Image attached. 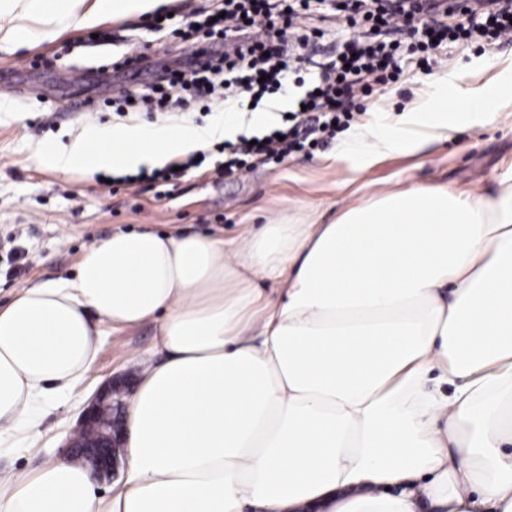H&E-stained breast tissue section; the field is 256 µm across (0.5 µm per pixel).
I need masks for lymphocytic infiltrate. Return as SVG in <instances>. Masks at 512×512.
I'll list each match as a JSON object with an SVG mask.
<instances>
[{
  "label": "lymphocytic infiltrate",
  "instance_id": "1",
  "mask_svg": "<svg viewBox=\"0 0 512 512\" xmlns=\"http://www.w3.org/2000/svg\"><path fill=\"white\" fill-rule=\"evenodd\" d=\"M325 0H220V17L199 20L198 9L180 37L193 41L198 60L191 70H165L159 83L134 94L121 90L120 102L138 98L161 112L184 107L183 93L193 90L201 97L234 101L252 90L277 91L288 81L290 51L305 48L311 34L303 20L320 12ZM470 26L440 22L413 33L409 46L397 36L400 25L410 22L417 0H342L347 24L363 25V32L350 39L342 52L322 64L312 90L301 98V107L291 113V126L270 133L255 143L241 141L231 147L230 156L218 170L231 176L275 158L315 148L335 137L338 125L352 118L360 97L375 87L395 82L402 69L401 48L429 64L430 53L443 41L470 43L484 39L498 41L512 37V5L488 0Z\"/></svg>",
  "mask_w": 512,
  "mask_h": 512
}]
</instances>
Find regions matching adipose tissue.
Masks as SVG:
<instances>
[{"label":"adipose tissue","mask_w":512,"mask_h":512,"mask_svg":"<svg viewBox=\"0 0 512 512\" xmlns=\"http://www.w3.org/2000/svg\"><path fill=\"white\" fill-rule=\"evenodd\" d=\"M174 0H0V48L134 18ZM395 122L354 128L356 174L419 153L512 102L441 76ZM273 120L92 126L46 162L86 173L160 167ZM282 287L278 298L257 287ZM158 325L135 358L126 474L0 477V512H512V168L456 195L417 184L231 237L116 232L69 279L0 306V442L35 430L95 361L104 325Z\"/></svg>","instance_id":"1"}]
</instances>
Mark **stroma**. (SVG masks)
Segmentation results:
<instances>
[{
	"label": "stroma",
	"instance_id": "stroma-1",
	"mask_svg": "<svg viewBox=\"0 0 512 512\" xmlns=\"http://www.w3.org/2000/svg\"><path fill=\"white\" fill-rule=\"evenodd\" d=\"M335 4L325 0V19L309 22L322 31L309 48L314 61L334 54L352 32L348 24L333 21ZM182 11L178 2L158 27L143 18L110 20L93 29L69 30L34 49L0 51L1 304L18 289L68 277L87 250L115 232L221 231L231 236L243 224L313 209L328 222L340 207L366 195L415 182L475 192L512 167V106L502 109L494 124L462 128L448 143L429 146L425 155L386 156L355 183L349 182L345 167L333 162V139L315 150L227 177L216 173L224 156L214 143L206 149L204 163L187 169L173 186L135 181L108 187L81 168L62 171L38 163L37 153L68 144L84 126L122 123L112 107L121 88H146L162 66L186 60L190 45L175 34ZM437 53L445 58L437 66L419 68L403 58L399 80L364 98V109L355 114L353 125L365 123L377 103L392 117L413 108L432 94L433 79L445 72L454 74L459 85L492 82L512 60V39L467 46L446 42ZM131 56L140 57L138 70L114 69V62ZM79 70L92 78V101L87 109L71 111L69 78ZM18 80L24 93L3 90V83ZM155 335V324L146 323L104 336L94 364L71 396L42 410L36 432L23 446L0 447V475L32 473L60 460L67 435L88 400L111 377L128 374L134 355L150 351Z\"/></svg>",
	"mask_w": 512,
	"mask_h": 512
}]
</instances>
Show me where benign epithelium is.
Listing matches in <instances>:
<instances>
[{
	"label": "benign epithelium",
	"mask_w": 512,
	"mask_h": 512,
	"mask_svg": "<svg viewBox=\"0 0 512 512\" xmlns=\"http://www.w3.org/2000/svg\"><path fill=\"white\" fill-rule=\"evenodd\" d=\"M128 395L125 382L108 383L83 411L68 438L69 456L74 460L84 455L92 457L90 466L100 479L116 475L118 458L124 453L122 414Z\"/></svg>",
	"instance_id": "benign-epithelium-1"
}]
</instances>
